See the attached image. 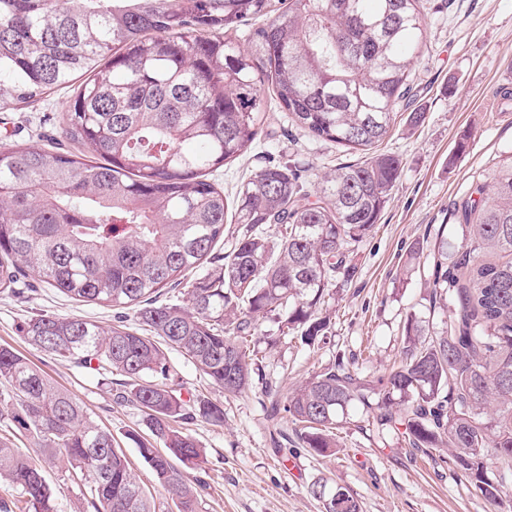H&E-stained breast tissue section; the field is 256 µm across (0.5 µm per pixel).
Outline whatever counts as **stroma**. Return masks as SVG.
<instances>
[{"instance_id":"1","label":"stroma","mask_w":512,"mask_h":512,"mask_svg":"<svg viewBox=\"0 0 512 512\" xmlns=\"http://www.w3.org/2000/svg\"><path fill=\"white\" fill-rule=\"evenodd\" d=\"M511 73L512 0H428L425 45L411 70L413 98L398 107L392 131L373 147L399 156L401 177L375 229L348 248L357 272L351 282L338 280L331 288L326 344L303 346L284 334L274 316L260 319L254 336L260 374L236 396L211 384L183 353L169 350L183 398L201 395L224 407L223 425L199 418L184 425L208 458L200 474L207 488L199 512H321L307 491L320 477L348 490L361 512H490L447 451L427 455L409 447L401 430L378 425L363 408L352 409L339 423L334 455L301 447L288 415L268 417L264 389L287 393L339 357L383 373L400 353L410 316L441 328L446 310L428 303L433 255L443 242L449 251L461 248L456 209L477 185L489 183L499 157L512 151V103L498 95ZM260 94L258 141L210 175L226 197H234L246 177L273 160L299 167L313 191L325 172L365 159V151L313 139L291 126L270 83L261 84ZM68 95L63 89L21 110L0 112V147L56 144L61 103ZM414 112L423 113L421 122H411ZM463 134L468 141L461 151L457 143ZM38 314L81 316L108 326L113 309L66 299L34 280L24 294H0V346L26 355L54 385L76 395L111 431L136 478L153 491L157 512H172L171 500L156 491L151 470L127 438L128 431L143 428L138 410L115 402L112 385L96 366L29 345L20 328Z\"/></svg>"}]
</instances>
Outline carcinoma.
I'll return each instance as SVG.
<instances>
[{
    "instance_id": "obj_1",
    "label": "carcinoma",
    "mask_w": 512,
    "mask_h": 512,
    "mask_svg": "<svg viewBox=\"0 0 512 512\" xmlns=\"http://www.w3.org/2000/svg\"><path fill=\"white\" fill-rule=\"evenodd\" d=\"M258 17L268 22L245 52L238 27ZM423 22V0H0V110L74 87L59 124L74 150L0 149V292L34 276L117 309L107 327L45 314L21 332L46 355L96 359L121 377L117 403L135 406L151 434L129 440L176 512H199L205 482L174 461L207 462L179 423L219 425L224 408L177 394L166 349L235 395L251 384L252 331L267 314L308 347L325 342L317 306L336 275L355 276L347 246L375 228L402 162L381 153L340 166L314 201L288 164L243 181L231 205L208 175L258 139L263 76L308 135L361 150L383 141L411 92ZM487 187L461 207V250L443 245L434 260L430 306L454 304L444 327L414 316L388 371L338 359L271 410L300 426L303 447L325 453L337 447L339 418L360 404L402 427L411 447L448 449L498 508L512 477V152ZM230 207L239 229L220 254ZM189 272L186 301L160 302ZM0 384V420L42 452L36 460L0 439V482L19 494L0 512H57L47 462L84 481L93 512H156L112 433L11 347H0ZM487 448L500 464L493 476ZM338 489L322 478L308 486L323 512H359L352 495L336 500Z\"/></svg>"
}]
</instances>
